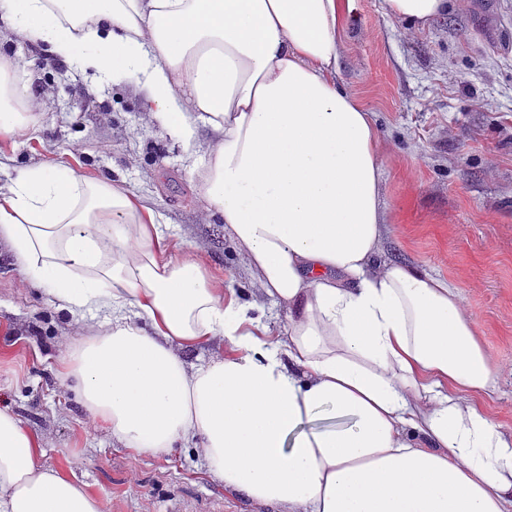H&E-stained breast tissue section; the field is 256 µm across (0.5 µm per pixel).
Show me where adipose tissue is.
I'll use <instances>...</instances> for the list:
<instances>
[{
	"instance_id": "ef3b65f1",
	"label": "adipose tissue",
	"mask_w": 512,
	"mask_h": 512,
	"mask_svg": "<svg viewBox=\"0 0 512 512\" xmlns=\"http://www.w3.org/2000/svg\"><path fill=\"white\" fill-rule=\"evenodd\" d=\"M358 2L0 0L26 43L133 80L186 160L204 158L208 206L263 299L165 255L117 182L53 164L0 187V240L58 309L99 313L61 375L134 455L194 446L225 488L285 512H512V434L480 407L498 370L458 288L377 260L383 142L336 80ZM447 7L384 0L418 28ZM32 89L0 58V137L40 128ZM217 337L224 355L182 358ZM42 454L0 409V512H102Z\"/></svg>"
}]
</instances>
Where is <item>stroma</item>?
<instances>
[{"label":"stroma","instance_id":"stroma-1","mask_svg":"<svg viewBox=\"0 0 512 512\" xmlns=\"http://www.w3.org/2000/svg\"><path fill=\"white\" fill-rule=\"evenodd\" d=\"M0 55L28 62L43 114L38 132L0 138L1 187L46 162L114 179L165 224V254L192 252L214 282L257 294L223 220L207 207L200 173L134 83L93 80L1 22ZM338 82L383 140L379 258L459 288L499 369L487 411L511 433L512 0H448L423 29L388 16L383 0H359ZM90 321L58 311L0 240V407L38 436L43 463L88 484L105 512H277L214 481L198 449L136 458L89 416L58 371Z\"/></svg>","mask_w":512,"mask_h":512}]
</instances>
